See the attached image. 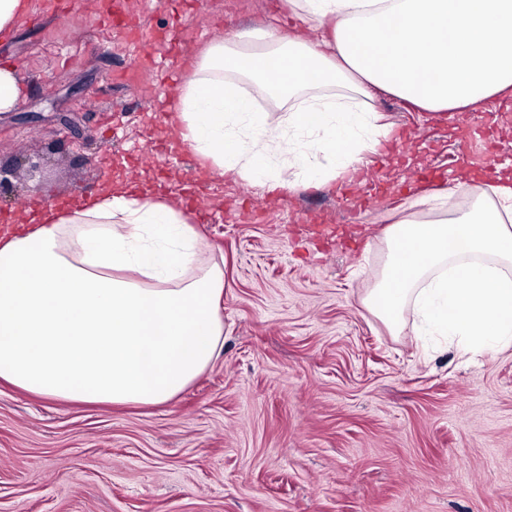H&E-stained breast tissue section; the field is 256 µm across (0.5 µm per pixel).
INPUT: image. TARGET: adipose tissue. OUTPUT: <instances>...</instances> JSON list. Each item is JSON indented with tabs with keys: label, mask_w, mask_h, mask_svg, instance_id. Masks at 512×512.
Returning a JSON list of instances; mask_svg holds the SVG:
<instances>
[{
	"label": "adipose tissue",
	"mask_w": 512,
	"mask_h": 512,
	"mask_svg": "<svg viewBox=\"0 0 512 512\" xmlns=\"http://www.w3.org/2000/svg\"><path fill=\"white\" fill-rule=\"evenodd\" d=\"M298 22L216 39L190 66L169 110L175 141L211 173L274 191L295 171L352 176L359 154L388 137L365 112L311 102L285 118L253 107L239 79L285 102L343 84L380 88L425 112H471L512 91V0H282ZM312 136L297 149L299 134ZM284 162L271 167L272 149ZM497 202L446 222H406L363 300L391 331L414 307L428 330L473 351L512 348V170ZM39 225L0 234V382L58 401L160 405L201 376L224 344V272L185 278L197 232L172 197L108 184L60 209L37 196Z\"/></svg>",
	"instance_id": "adipose-tissue-1"
}]
</instances>
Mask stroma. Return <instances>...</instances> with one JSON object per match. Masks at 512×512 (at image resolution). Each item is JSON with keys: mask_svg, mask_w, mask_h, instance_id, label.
<instances>
[{"mask_svg": "<svg viewBox=\"0 0 512 512\" xmlns=\"http://www.w3.org/2000/svg\"><path fill=\"white\" fill-rule=\"evenodd\" d=\"M32 0L42 26L0 39L23 93L0 112V212L32 185L53 200L114 174L201 188L199 265L224 271V347L171 402L50 401L0 385V512H512V349L433 350L413 314L390 331L363 304L386 230L448 216V189L487 150L512 156V106L432 113L383 90L315 89L376 110L398 134L362 177L278 196L179 162L159 97L182 52L266 30L278 0H124L139 30L101 26L74 0L79 35ZM41 134L30 138V127Z\"/></svg>", "mask_w": 512, "mask_h": 512, "instance_id": "stroma-1", "label": "stroma"}]
</instances>
